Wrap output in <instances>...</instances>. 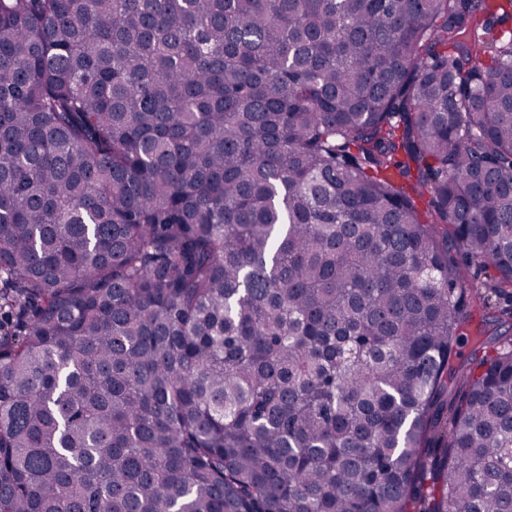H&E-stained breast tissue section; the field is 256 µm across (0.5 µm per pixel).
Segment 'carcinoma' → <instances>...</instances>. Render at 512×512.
Masks as SVG:
<instances>
[{
	"label": "carcinoma",
	"mask_w": 512,
	"mask_h": 512,
	"mask_svg": "<svg viewBox=\"0 0 512 512\" xmlns=\"http://www.w3.org/2000/svg\"><path fill=\"white\" fill-rule=\"evenodd\" d=\"M493 5L0 0V512H512Z\"/></svg>",
	"instance_id": "obj_1"
}]
</instances>
